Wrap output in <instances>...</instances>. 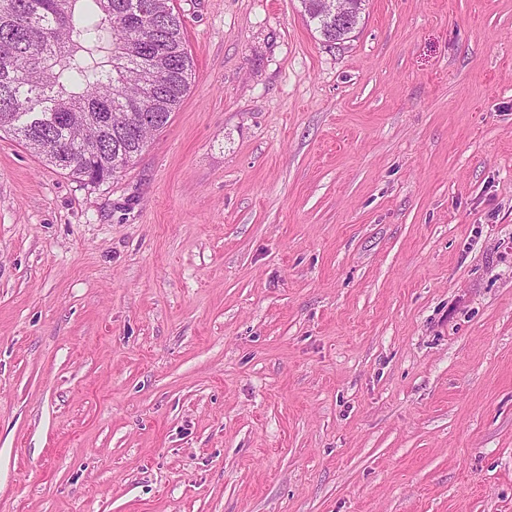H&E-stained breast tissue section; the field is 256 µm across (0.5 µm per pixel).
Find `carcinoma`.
Here are the masks:
<instances>
[{"label": "carcinoma", "instance_id": "obj_1", "mask_svg": "<svg viewBox=\"0 0 512 512\" xmlns=\"http://www.w3.org/2000/svg\"><path fill=\"white\" fill-rule=\"evenodd\" d=\"M302 4L327 45L354 32ZM192 76L172 0H0V129L78 180L132 163L150 135L129 113L143 105L162 129Z\"/></svg>", "mask_w": 512, "mask_h": 512}]
</instances>
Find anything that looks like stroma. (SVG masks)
I'll list each match as a JSON object with an SVG mask.
<instances>
[{"mask_svg":"<svg viewBox=\"0 0 512 512\" xmlns=\"http://www.w3.org/2000/svg\"><path fill=\"white\" fill-rule=\"evenodd\" d=\"M92 186L0 131V512H512V0H173ZM355 1L360 0H344V4L341 7L336 5V9L327 7L324 13L328 15L332 21L336 20V22L332 23L322 19L320 11V0H302L301 2L304 6V11L308 15V18L311 22L316 24V29H318L322 35L325 43L332 47L333 45L348 39L350 37L349 35L354 32V30L357 28V25L359 24L361 13L362 10H364V7L358 8V14L356 15L354 26L352 28H336V26H346L352 20L356 7Z\"/></svg>","mask_w":512,"mask_h":512,"instance_id":"obj_1","label":"stroma"}]
</instances>
